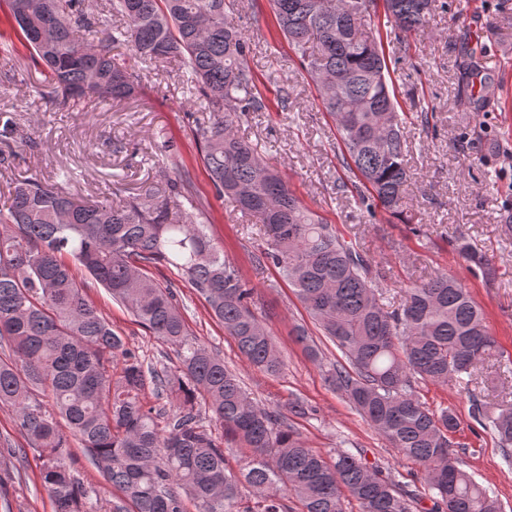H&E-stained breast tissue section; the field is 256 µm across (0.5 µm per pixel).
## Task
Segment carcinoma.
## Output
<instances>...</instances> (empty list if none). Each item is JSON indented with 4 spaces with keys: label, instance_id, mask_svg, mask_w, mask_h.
<instances>
[{
    "label": "carcinoma",
    "instance_id": "1",
    "mask_svg": "<svg viewBox=\"0 0 512 512\" xmlns=\"http://www.w3.org/2000/svg\"><path fill=\"white\" fill-rule=\"evenodd\" d=\"M81 0H8L35 61L48 70L55 96L75 107L120 102L139 89L128 43L144 63L175 58L213 119L196 127L198 157L220 198L264 226L253 262L274 267L341 358L327 364L304 327L295 338L324 379L383 436L421 468L428 512H502L494 494L464 470L448 434L459 430L451 408L434 411L420 382L446 386L488 363L512 358L484 314L452 276L438 272L403 291L397 309L382 303L376 273L353 242L305 207L286 182L237 133L247 112L267 104L249 65L253 45L227 20L225 0H109L122 25L97 40ZM393 29L416 31L436 0H382ZM376 0H269L279 32L315 82L336 127L341 161L368 191L370 214L396 213L409 179L406 115L387 81L381 40L362 26ZM171 192L190 205L136 200L114 206L78 202L35 178L17 182L0 209V407L15 411L54 512H100L98 500L71 474L70 438L117 491L109 512H416L417 494L392 474L341 451L329 461L308 448L288 415L312 411L295 399L288 414L259 406L235 372L189 331L174 283L149 268L177 270L234 338L240 355L269 375L284 368L276 340L251 308L253 289L199 221L203 204L188 180ZM458 253L484 275L485 255L464 238ZM77 262L112 298L176 355L174 370L144 367L140 356L84 293L63 256ZM151 389L169 407L146 400ZM211 412L217 437L202 424ZM472 414L512 456V402L472 397ZM241 454L231 467L224 445ZM251 497L242 501V488Z\"/></svg>",
    "mask_w": 512,
    "mask_h": 512
}]
</instances>
